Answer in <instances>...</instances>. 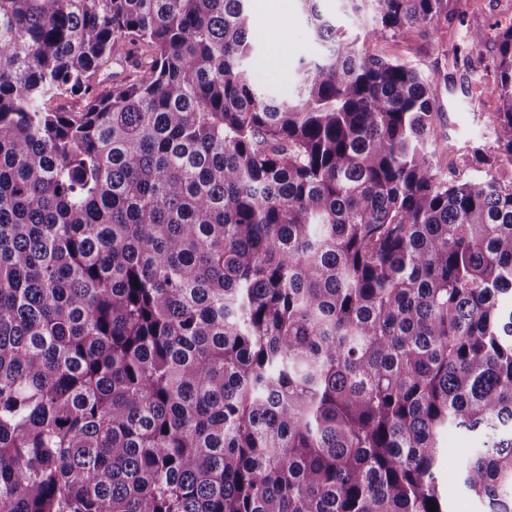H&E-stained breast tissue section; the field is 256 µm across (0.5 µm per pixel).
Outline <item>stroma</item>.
<instances>
[{"mask_svg":"<svg viewBox=\"0 0 512 512\" xmlns=\"http://www.w3.org/2000/svg\"><path fill=\"white\" fill-rule=\"evenodd\" d=\"M448 15V38L438 40L435 33H420L412 41L387 37L370 46L371 52L389 59L406 61L422 74L444 68L447 55L457 35L465 28L487 29L494 22L512 18V0H454ZM259 42V65L252 69L254 83L262 89L287 101L295 95V65L299 58H310L320 51L319 44L310 38L301 22L300 0H288L287 13L279 18L255 24ZM283 37L285 65L273 69L268 64L276 37ZM442 105V115L428 138V149L440 173L449 179L469 180L477 173L470 165L469 144H493L492 115L500 108L493 81L482 84L479 93L469 95L461 88H441L437 91ZM440 447L449 451L441 465L449 474L448 496L454 512H479L480 506L455 478L456 450L477 447V439L453 431L443 433Z\"/></svg>","mask_w":512,"mask_h":512,"instance_id":"1","label":"stroma"}]
</instances>
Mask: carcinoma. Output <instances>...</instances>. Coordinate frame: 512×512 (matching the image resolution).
I'll list each match as a JSON object with an SVG mask.
<instances>
[{
    "label": "carcinoma",
    "instance_id": "carcinoma-1",
    "mask_svg": "<svg viewBox=\"0 0 512 512\" xmlns=\"http://www.w3.org/2000/svg\"><path fill=\"white\" fill-rule=\"evenodd\" d=\"M246 2L0 0V512H452L448 430L512 512V21L462 182L425 144L487 34L425 77L366 48L449 0L361 41L300 0L288 103Z\"/></svg>",
    "mask_w": 512,
    "mask_h": 512
}]
</instances>
